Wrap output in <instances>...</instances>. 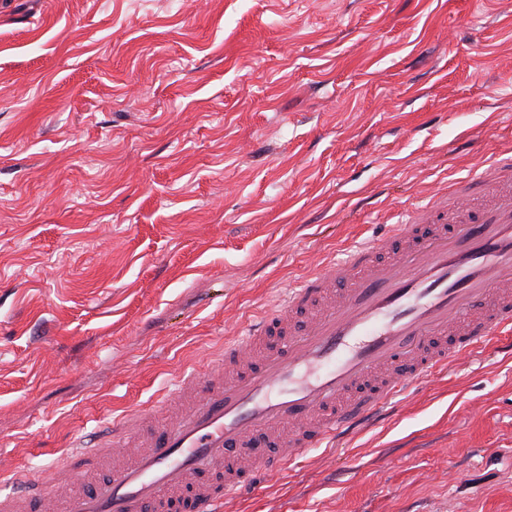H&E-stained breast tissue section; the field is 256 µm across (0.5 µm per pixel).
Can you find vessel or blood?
Segmentation results:
<instances>
[{
	"label": "vessel or blood",
	"instance_id": "b4317fda",
	"mask_svg": "<svg viewBox=\"0 0 512 512\" xmlns=\"http://www.w3.org/2000/svg\"><path fill=\"white\" fill-rule=\"evenodd\" d=\"M512 334V149L290 288L177 378L159 409L114 419L44 474L16 469L0 512H223L308 449L343 439L457 357ZM112 464L94 484L93 465Z\"/></svg>",
	"mask_w": 512,
	"mask_h": 512
}]
</instances>
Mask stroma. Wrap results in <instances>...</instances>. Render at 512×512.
I'll use <instances>...</instances> for the list:
<instances>
[{
	"label": "stroma",
	"instance_id": "obj_1",
	"mask_svg": "<svg viewBox=\"0 0 512 512\" xmlns=\"http://www.w3.org/2000/svg\"><path fill=\"white\" fill-rule=\"evenodd\" d=\"M508 147L512 0H0V467L152 408ZM227 512H512V353Z\"/></svg>",
	"mask_w": 512,
	"mask_h": 512
}]
</instances>
